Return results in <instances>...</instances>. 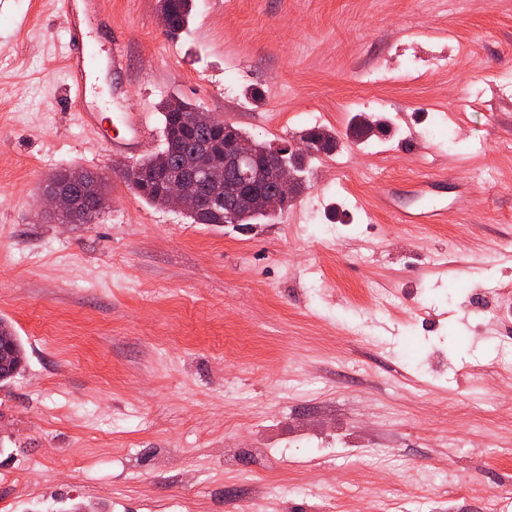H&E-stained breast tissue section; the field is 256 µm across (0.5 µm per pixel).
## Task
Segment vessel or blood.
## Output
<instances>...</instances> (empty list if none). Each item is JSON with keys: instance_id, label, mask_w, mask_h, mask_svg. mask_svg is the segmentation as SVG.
<instances>
[{"instance_id": "obj_1", "label": "vessel or blood", "mask_w": 512, "mask_h": 512, "mask_svg": "<svg viewBox=\"0 0 512 512\" xmlns=\"http://www.w3.org/2000/svg\"><path fill=\"white\" fill-rule=\"evenodd\" d=\"M97 10L95 0H64L63 15L65 26L63 38L67 46L64 63L70 79L68 96L74 102H82L87 95V79L97 57L95 46L89 41L84 30L88 14ZM82 123L91 129L98 143L103 144L114 152L127 151L131 139L140 138L148 132L146 113L132 108L123 115L125 126L131 131V139L114 134L104 125L99 113L85 111L80 115ZM437 179L426 176L414 183V195L419 204L415 207H400L392 195L378 197L375 207L379 210L393 212L397 223L400 224H436L441 220V211L433 200V187Z\"/></svg>"}]
</instances>
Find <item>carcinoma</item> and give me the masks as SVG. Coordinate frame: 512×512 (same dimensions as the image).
Listing matches in <instances>:
<instances>
[{
  "label": "carcinoma",
  "mask_w": 512,
  "mask_h": 512,
  "mask_svg": "<svg viewBox=\"0 0 512 512\" xmlns=\"http://www.w3.org/2000/svg\"><path fill=\"white\" fill-rule=\"evenodd\" d=\"M158 4L169 31H180L189 24L194 0H158ZM160 110L162 144L157 151L140 158L131 168L132 188L142 200L152 204L153 196L160 192L167 179L177 178L188 170L196 171L203 177V183L196 194L185 200L183 214L193 224L224 223L221 197L225 189L237 181L236 169L224 161V123L217 120L206 126L191 123L189 116L198 107L176 96L167 98ZM235 137L251 142L261 162L254 189L260 191L273 187L275 167L280 164V157L274 154L273 145L258 141L245 131L237 132ZM300 139L306 146L315 141L322 143L326 153L336 150L338 143L335 134L320 127L304 130ZM49 187L73 193L78 215L83 220H94L99 214L98 203L109 199L108 179L102 176L91 179L87 171H59L51 178ZM0 332L11 337V364L0 374V381H3L18 373L26 359V351L12 326L2 319Z\"/></svg>",
  "instance_id": "1"
}]
</instances>
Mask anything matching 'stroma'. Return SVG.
<instances>
[{
  "mask_svg": "<svg viewBox=\"0 0 512 512\" xmlns=\"http://www.w3.org/2000/svg\"><path fill=\"white\" fill-rule=\"evenodd\" d=\"M99 2L93 99L148 114L129 155L66 95L57 0L0 8V318L27 354L0 386V512H483L512 479V382L481 371L512 348V0H195L175 37L157 0ZM170 96L274 144L315 112L338 145L273 221L192 224L122 176ZM365 98L387 132L361 142ZM64 169L108 177L93 223L44 211ZM426 174L442 223L369 209Z\"/></svg>",
  "mask_w": 512,
  "mask_h": 512,
  "instance_id": "obj_1",
  "label": "stroma"
}]
</instances>
